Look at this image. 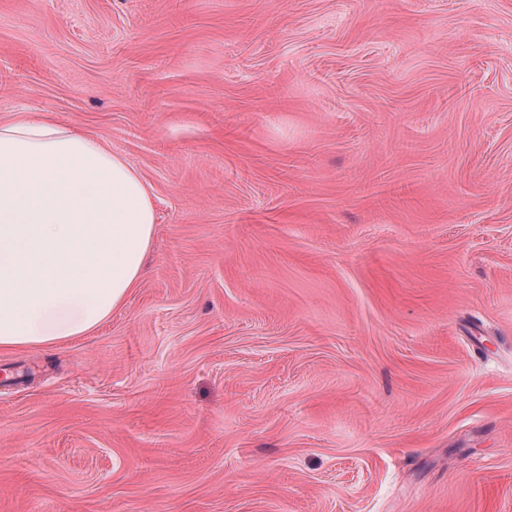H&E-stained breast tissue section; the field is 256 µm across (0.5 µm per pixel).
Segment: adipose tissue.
I'll return each instance as SVG.
<instances>
[{"label":"adipose tissue","instance_id":"ef3b65f1","mask_svg":"<svg viewBox=\"0 0 512 512\" xmlns=\"http://www.w3.org/2000/svg\"><path fill=\"white\" fill-rule=\"evenodd\" d=\"M154 231L148 186L97 139L0 123V348L93 332L137 288Z\"/></svg>","mask_w":512,"mask_h":512}]
</instances>
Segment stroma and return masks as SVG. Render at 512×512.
I'll list each match as a JSON object with an SVG mask.
<instances>
[{
	"mask_svg": "<svg viewBox=\"0 0 512 512\" xmlns=\"http://www.w3.org/2000/svg\"><path fill=\"white\" fill-rule=\"evenodd\" d=\"M20 112L156 224L0 350V512H512V0H0Z\"/></svg>",
	"mask_w": 512,
	"mask_h": 512,
	"instance_id": "obj_1",
	"label": "stroma"
}]
</instances>
